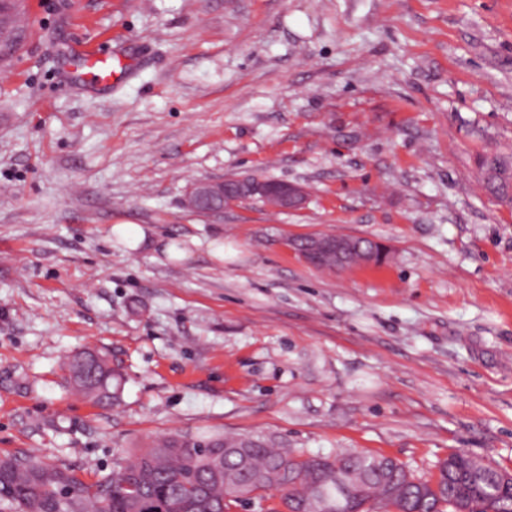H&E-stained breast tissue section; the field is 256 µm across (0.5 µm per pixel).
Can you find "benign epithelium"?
I'll use <instances>...</instances> for the list:
<instances>
[{
  "mask_svg": "<svg viewBox=\"0 0 512 512\" xmlns=\"http://www.w3.org/2000/svg\"><path fill=\"white\" fill-rule=\"evenodd\" d=\"M261 194L267 201V206L276 211L297 210L304 206L307 200L305 189L298 185L285 182H275L270 185L250 186L242 184L239 193L231 194L224 190V181L205 180L193 183L185 196L184 205L193 211H221L230 207L248 194ZM300 256L308 263L317 267L325 263L331 265L333 270H342L348 267V260L354 250L353 238L331 237L325 239L321 236L311 238Z\"/></svg>",
  "mask_w": 512,
  "mask_h": 512,
  "instance_id": "obj_1",
  "label": "benign epithelium"
}]
</instances>
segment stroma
<instances>
[{
  "mask_svg": "<svg viewBox=\"0 0 512 512\" xmlns=\"http://www.w3.org/2000/svg\"><path fill=\"white\" fill-rule=\"evenodd\" d=\"M12 2L31 22L0 63V456L91 480L164 435L233 434L512 472V208L476 164L512 151V0ZM102 46L112 88L72 81ZM251 176L305 207L183 206ZM317 234L388 256L320 269L291 246ZM88 349L118 403L67 383Z\"/></svg>",
  "mask_w": 512,
  "mask_h": 512,
  "instance_id": "obj_1",
  "label": "stroma"
}]
</instances>
